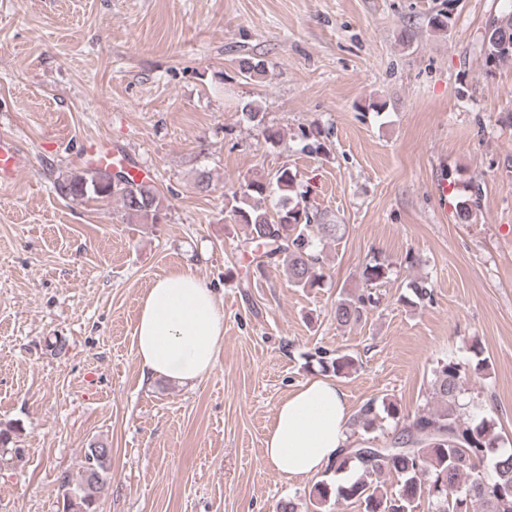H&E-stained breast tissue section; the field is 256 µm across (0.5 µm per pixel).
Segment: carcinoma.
Returning a JSON list of instances; mask_svg holds the SVG:
<instances>
[{"label":"carcinoma","instance_id":"1","mask_svg":"<svg viewBox=\"0 0 512 512\" xmlns=\"http://www.w3.org/2000/svg\"><path fill=\"white\" fill-rule=\"evenodd\" d=\"M477 46L485 63L492 68L512 58V8L494 16L480 34ZM239 73L253 80L266 72L265 63L254 57L238 62ZM244 120L262 128L265 142L274 145L281 133L265 126L259 106L247 103L241 108ZM301 151L322 154L327 151L318 128H302L298 133ZM57 191L73 199L105 200L121 203L124 215L141 224H159L167 217L159 189L134 180L131 174L112 182L107 169L92 167L81 175L57 182ZM308 191L299 190L297 173L284 165L271 177L243 180L239 187L225 195L224 210L232 224L244 230L239 247L252 256L254 273L263 275L269 267H282L293 288H315L325 274L323 256L318 244L335 238L343 230L341 224H328L324 214L307 201ZM389 265L375 259L361 270L362 280L377 285L387 279ZM416 299L423 303L432 299L431 285L424 280L408 283ZM377 299L372 293L358 296L339 294L334 318L339 326L356 325L366 318L367 307ZM320 371L340 377L356 365L354 356L336 352L328 356L316 353ZM461 371L459 364L448 360L433 372L430 403L413 415H403L400 407L385 398L369 399L358 409L352 425L365 431L376 428L387 418L398 427L391 443L398 445L376 454L371 449L342 448L331 464L336 474L355 470V475L332 485L323 480L308 494L310 504L322 508L329 501L359 502L364 512H470V504L478 503L482 512H512V450L501 446L494 422L476 421L461 411ZM0 447L21 463L25 449L14 439V431L0 429ZM112 449L102 443L84 452L82 472L77 482L62 478L64 512H94L96 496L109 480ZM397 478L398 489L387 491L381 478Z\"/></svg>","mask_w":512,"mask_h":512}]
</instances>
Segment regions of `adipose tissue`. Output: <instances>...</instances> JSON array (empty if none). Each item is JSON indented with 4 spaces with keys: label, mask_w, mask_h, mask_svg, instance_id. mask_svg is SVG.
<instances>
[{
    "label": "adipose tissue",
    "mask_w": 512,
    "mask_h": 512,
    "mask_svg": "<svg viewBox=\"0 0 512 512\" xmlns=\"http://www.w3.org/2000/svg\"><path fill=\"white\" fill-rule=\"evenodd\" d=\"M224 343V309L213 289L185 271L155 280L141 299L133 344L141 372L155 381L192 385L214 368ZM347 394L326 377L306 380L283 399L269 425L263 460L289 478L317 474L339 449L363 448L351 434Z\"/></svg>",
    "instance_id": "1"
}]
</instances>
